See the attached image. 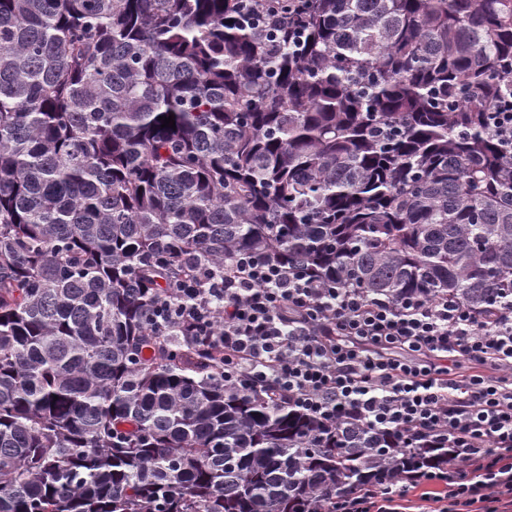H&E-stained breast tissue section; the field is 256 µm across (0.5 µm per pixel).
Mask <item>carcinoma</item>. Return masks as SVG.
<instances>
[{
	"label": "carcinoma",
	"instance_id": "cac0c4a2",
	"mask_svg": "<svg viewBox=\"0 0 512 512\" xmlns=\"http://www.w3.org/2000/svg\"><path fill=\"white\" fill-rule=\"evenodd\" d=\"M0 0V512H322L448 448L224 383L153 310L253 254L512 299V0ZM174 116L175 128L162 118Z\"/></svg>",
	"mask_w": 512,
	"mask_h": 512
}]
</instances>
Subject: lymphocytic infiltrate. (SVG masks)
<instances>
[{
    "label": "lymphocytic infiltrate",
    "mask_w": 512,
    "mask_h": 512,
    "mask_svg": "<svg viewBox=\"0 0 512 512\" xmlns=\"http://www.w3.org/2000/svg\"><path fill=\"white\" fill-rule=\"evenodd\" d=\"M155 321L222 349L225 382L273 387L328 424L353 418L456 450L447 469L392 479L325 512H376L416 492L430 504L512 498V305L488 318L445 298L367 297L241 254L223 274L170 289ZM453 361L470 372H452ZM486 365L501 375L487 376Z\"/></svg>",
    "instance_id": "obj_1"
}]
</instances>
